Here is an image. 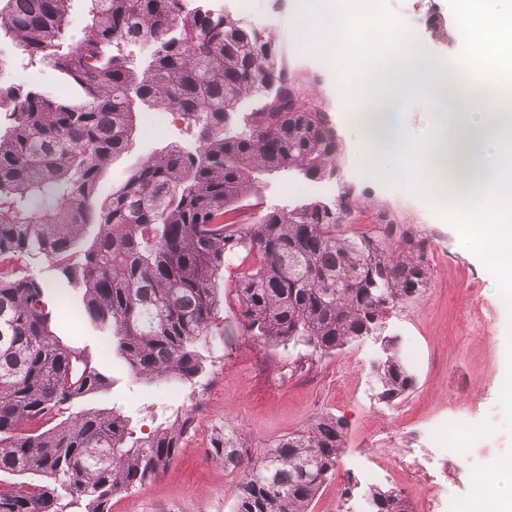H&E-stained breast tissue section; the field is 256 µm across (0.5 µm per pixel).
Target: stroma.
I'll list each match as a JSON object with an SVG mask.
<instances>
[{
	"mask_svg": "<svg viewBox=\"0 0 512 512\" xmlns=\"http://www.w3.org/2000/svg\"><path fill=\"white\" fill-rule=\"evenodd\" d=\"M389 16H399L421 45L451 64L463 60L462 38L445 0H382ZM252 21L281 42L290 72L299 75L311 98L320 101L342 148L333 180L352 189L357 208L343 229L371 232L381 221L403 226L423 239L430 278L414 303L390 311L384 332L398 337L406 367L415 379L401 402L378 401L370 366L380 352L368 337L329 354L307 358L303 346L264 344L243 332L235 299L237 267L225 262L216 278L223 335L204 338L203 372L192 382L137 381L102 336L76 314L75 293L40 259L16 260V273L41 281L67 312L56 332L72 346L88 349L113 379L102 396L77 400L61 414L25 422L42 431L63 417L90 408L129 416L139 436L154 432L165 417L189 414L192 427L176 457L152 481L114 495L110 512H232L237 475L229 473L213 449L232 426L251 453L301 430L308 419L331 414L346 424V446L332 477L312 502V512H346L350 483L394 487L410 499L413 512H449L448 504H471L474 478L496 459L512 455V401L505 394V362L512 349V310L494 291V274L462 236L458 215H436L405 180H386L363 162L360 129L344 116L364 102L321 53L297 49L299 14L295 0H251ZM195 139L179 115L136 123L132 146L103 175L104 191L120 186L137 165L164 147L190 146ZM261 192L239 207L241 223L307 195L299 177L264 175ZM467 431L469 450L458 456L438 430Z\"/></svg>",
	"mask_w": 512,
	"mask_h": 512,
	"instance_id": "1",
	"label": "stroma"
}]
</instances>
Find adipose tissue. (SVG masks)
Returning <instances> with one entry per match:
<instances>
[{
	"label": "adipose tissue",
	"instance_id": "1",
	"mask_svg": "<svg viewBox=\"0 0 512 512\" xmlns=\"http://www.w3.org/2000/svg\"><path fill=\"white\" fill-rule=\"evenodd\" d=\"M361 0H303L302 47L382 51L394 62L383 89L365 84L371 100L353 120L364 132L363 160L373 173L403 176L437 212L461 214L465 236L497 276L498 293L512 304V0H448L463 40L469 83L425 52L395 19L378 17L373 37L355 41ZM422 100L432 124L419 138L404 129L397 107ZM475 512H512V457L495 460L475 478Z\"/></svg>",
	"mask_w": 512,
	"mask_h": 512
}]
</instances>
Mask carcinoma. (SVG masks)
I'll return each mask as SVG.
<instances>
[{"instance_id":"obj_1","label":"carcinoma","mask_w":512,"mask_h":512,"mask_svg":"<svg viewBox=\"0 0 512 512\" xmlns=\"http://www.w3.org/2000/svg\"><path fill=\"white\" fill-rule=\"evenodd\" d=\"M76 1L87 21L74 45ZM2 34L71 94L0 84V473L39 478L0 490V512H109L112 495L174 459L192 424L177 414L142 438L120 413L87 411L24 432L25 421L101 393L112 378L64 344L46 286L15 274L13 260L54 267L128 374L150 381H192L203 369L199 341L224 335L215 280L226 256L239 260L246 335L320 355L376 334L388 311L421 296L430 276L423 244L390 222L339 233L352 215L347 191L331 202L313 193L254 224L225 221L259 191V176L323 183L340 154L325 110L261 28L203 4L185 12L180 0H0ZM144 40L153 50L135 66L126 48ZM166 104L196 131V146L149 157L101 196L104 169L131 148L136 114ZM381 347L372 382L390 403L414 377L397 337ZM344 445L343 420L322 414L255 457L226 427L214 452L241 475L233 512H311ZM364 512H410L408 497L371 486Z\"/></svg>"}]
</instances>
